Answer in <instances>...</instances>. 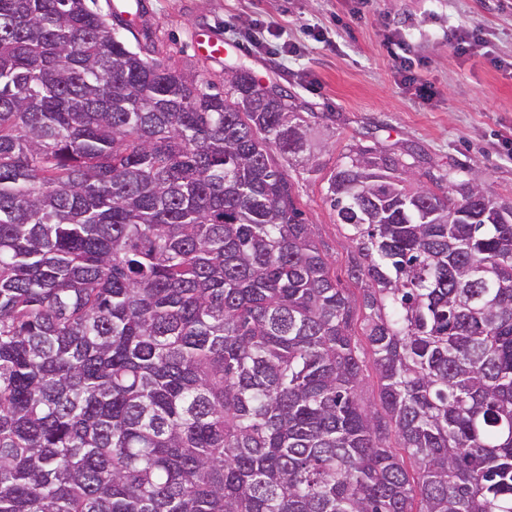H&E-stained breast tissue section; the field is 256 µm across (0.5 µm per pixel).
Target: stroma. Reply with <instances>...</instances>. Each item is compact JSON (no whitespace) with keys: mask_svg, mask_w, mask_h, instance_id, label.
I'll list each match as a JSON object with an SVG mask.
<instances>
[{"mask_svg":"<svg viewBox=\"0 0 512 512\" xmlns=\"http://www.w3.org/2000/svg\"><path fill=\"white\" fill-rule=\"evenodd\" d=\"M124 19L135 34H150L162 59L216 87L225 69L242 63L259 83H278L323 114L311 131L320 172L294 164L288 173L331 277L355 303L362 395L378 402L361 284L348 272L353 243L326 200L327 172L358 141L411 144L433 171L482 172L492 196L512 200V72L495 65L512 61V0H139ZM464 24L483 41L462 56L448 32ZM203 34L227 43L222 59L198 52ZM399 40L411 60L410 83L392 58ZM421 84L429 97L418 95Z\"/></svg>","mask_w":512,"mask_h":512,"instance_id":"35a3bbf8","label":"stroma"}]
</instances>
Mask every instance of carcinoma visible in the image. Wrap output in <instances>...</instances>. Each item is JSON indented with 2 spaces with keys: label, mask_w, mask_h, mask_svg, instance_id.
I'll list each match as a JSON object with an SVG mask.
<instances>
[{
  "label": "carcinoma",
  "mask_w": 512,
  "mask_h": 512,
  "mask_svg": "<svg viewBox=\"0 0 512 512\" xmlns=\"http://www.w3.org/2000/svg\"><path fill=\"white\" fill-rule=\"evenodd\" d=\"M154 53L0 0V512H512V202L412 150L330 172L376 407L286 171L319 115Z\"/></svg>",
  "instance_id": "obj_1"
}]
</instances>
